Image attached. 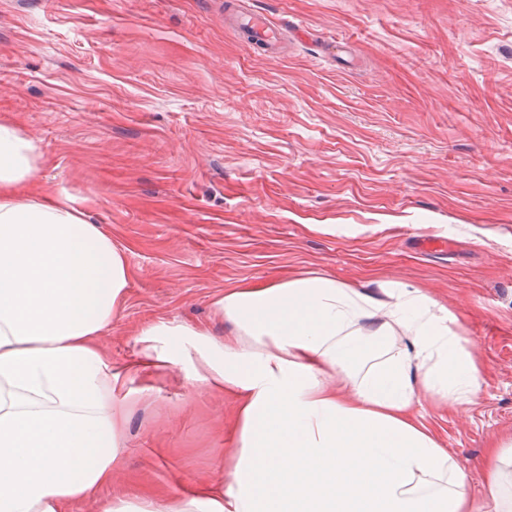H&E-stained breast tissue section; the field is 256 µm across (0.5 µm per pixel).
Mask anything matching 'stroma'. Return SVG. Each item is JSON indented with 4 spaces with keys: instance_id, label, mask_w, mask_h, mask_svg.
<instances>
[{
    "instance_id": "1",
    "label": "stroma",
    "mask_w": 512,
    "mask_h": 512,
    "mask_svg": "<svg viewBox=\"0 0 512 512\" xmlns=\"http://www.w3.org/2000/svg\"><path fill=\"white\" fill-rule=\"evenodd\" d=\"M224 2L0 0V120L126 251L113 361L160 319L226 335L209 300L244 281L423 286L482 390L416 413L480 485L512 434V0H239L281 24L276 59ZM148 384L114 487L189 493L232 454L235 400Z\"/></svg>"
}]
</instances>
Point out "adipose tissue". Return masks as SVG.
I'll return each mask as SVG.
<instances>
[{
	"instance_id": "obj_1",
	"label": "adipose tissue",
	"mask_w": 512,
	"mask_h": 512,
	"mask_svg": "<svg viewBox=\"0 0 512 512\" xmlns=\"http://www.w3.org/2000/svg\"><path fill=\"white\" fill-rule=\"evenodd\" d=\"M42 156L0 122V512H512V440L487 448L481 497L414 414L471 403L481 379L452 314L423 289L319 272L214 294L230 326L159 320L115 365L103 339L131 269L74 200L34 186ZM236 397L229 467L196 491L113 493L127 384L174 366Z\"/></svg>"
}]
</instances>
